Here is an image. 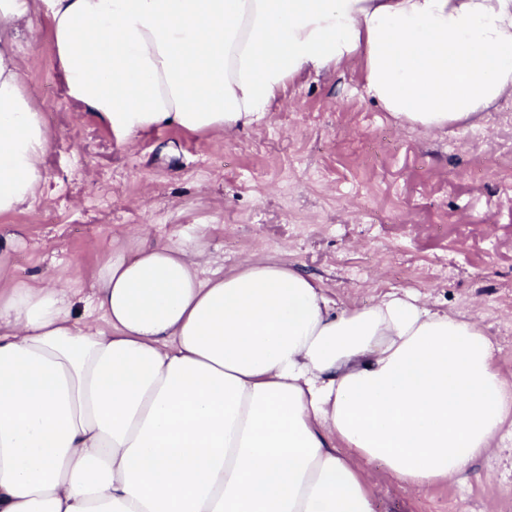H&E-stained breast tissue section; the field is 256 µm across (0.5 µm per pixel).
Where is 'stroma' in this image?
Returning <instances> with one entry per match:
<instances>
[{"label": "stroma", "instance_id": "35a3bbf8", "mask_svg": "<svg viewBox=\"0 0 512 512\" xmlns=\"http://www.w3.org/2000/svg\"><path fill=\"white\" fill-rule=\"evenodd\" d=\"M17 56L51 144L42 196L0 216L14 236L0 292L71 286L81 318L116 243L194 234L221 271L272 258L319 278L344 308L408 290L472 317L512 382V98L479 127L426 132L364 97L351 65L289 86L254 129L126 140L67 97L45 13ZM372 472L376 512H512L511 436L465 479L424 491Z\"/></svg>", "mask_w": 512, "mask_h": 512}]
</instances>
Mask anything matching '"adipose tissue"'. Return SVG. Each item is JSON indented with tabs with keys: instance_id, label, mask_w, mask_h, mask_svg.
<instances>
[{
	"instance_id": "obj_1",
	"label": "adipose tissue",
	"mask_w": 512,
	"mask_h": 512,
	"mask_svg": "<svg viewBox=\"0 0 512 512\" xmlns=\"http://www.w3.org/2000/svg\"><path fill=\"white\" fill-rule=\"evenodd\" d=\"M0 0V215L36 200L50 136ZM66 93L125 139L235 133L302 77L357 63L427 131L512 95V0H43ZM195 238L117 249L95 317L66 288L0 294V512H375L369 465L417 490L512 419L474 319L388 293L343 308L287 264L202 277Z\"/></svg>"
}]
</instances>
